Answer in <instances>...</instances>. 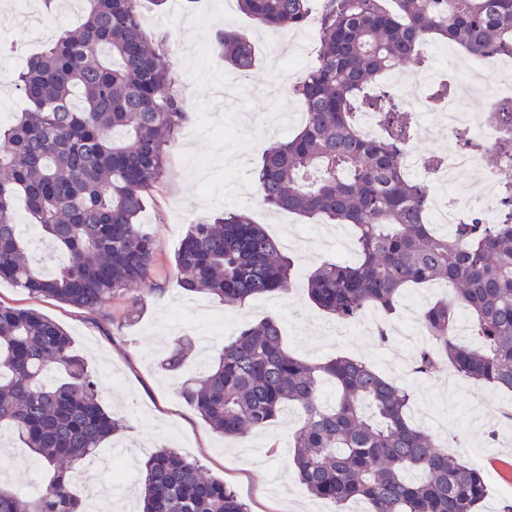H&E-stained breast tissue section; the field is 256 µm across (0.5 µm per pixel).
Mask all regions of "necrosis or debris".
<instances>
[{
    "instance_id": "obj_1",
    "label": "necrosis or debris",
    "mask_w": 512,
    "mask_h": 512,
    "mask_svg": "<svg viewBox=\"0 0 512 512\" xmlns=\"http://www.w3.org/2000/svg\"><path fill=\"white\" fill-rule=\"evenodd\" d=\"M424 62L416 67L415 91L401 96L398 81L389 79L367 88L369 96L410 115L402 153L405 174L429 190L427 213L431 223L448 229L459 224H494L512 204L503 187L512 182V151L500 143L512 131V85L494 83L495 74L512 68V51L488 57H470L456 67L454 77L442 80L447 59L432 45H423ZM485 96L482 109L468 108L472 97ZM443 138L450 147L443 154L418 152V140ZM496 151L498 167L482 168L487 151Z\"/></svg>"
}]
</instances>
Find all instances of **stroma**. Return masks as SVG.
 Instances as JSON below:
<instances>
[{"mask_svg":"<svg viewBox=\"0 0 512 512\" xmlns=\"http://www.w3.org/2000/svg\"><path fill=\"white\" fill-rule=\"evenodd\" d=\"M137 5L146 32L168 40L166 59L179 78L188 114L168 152L162 185L141 216L155 239L154 280L160 289L136 297L129 293L117 296L91 313L30 297L25 290L0 280L1 302L37 309L70 334L75 351L88 361L97 379L103 405L125 423L121 434L79 463L83 486L108 482L116 451L126 452L130 480L139 484L149 449L169 445L197 461L206 473L224 478L250 512H290L294 506L303 512H361L357 502L337 510L333 502L313 497L295 480L290 443L299 421L295 410L289 408L279 415L271 432L229 441L201 420L160 366L178 337L196 336L198 327L210 316L228 317L231 327L221 331L204 354H193L184 367L183 377H200L218 358L225 340L234 336L237 325L274 315L283 325L293 354L322 361L353 352L384 375L406 381L413 421L432 428L428 412L440 411L444 426L436 429L437 438L458 445L460 455L482 469L488 493L481 512H504L505 506L512 505V446L501 444L496 451H487L491 436L507 430L487 405L511 407L512 392L479 388L447 366L415 378L408 374L412 360L402 345L372 339L357 351L349 337L331 333L334 320L309 300L307 277L323 262L342 258L353 262L356 254H342L328 225L268 209L254 198L252 170L263 150L271 141L294 133V125L283 124V115L304 109L300 100L291 97L281 67L300 33L257 27L240 11L236 0H167L160 7L152 0H137ZM79 19V8L69 0H60L50 16L36 8L27 24L19 22L14 5L0 6V41L18 44L10 65L0 68V114L27 107L13 87V77L27 57L45 45L40 34L42 22L52 21L62 31L76 27ZM226 28L249 35L256 53L255 70L240 80L232 111L225 109L219 95L224 63L209 54L217 33ZM227 209L247 210L255 223L275 237L287 231L309 236L308 247L289 251L297 260L294 290L289 296L260 297L228 310L211 295L189 293L177 285L172 257L188 226ZM273 432L280 444L272 454L268 445ZM26 461V453L15 446L0 447V481L14 483L24 496L42 487L40 468H27Z\"/></svg>","mask_w":512,"mask_h":512,"instance_id":"obj_1","label":"stroma"}]
</instances>
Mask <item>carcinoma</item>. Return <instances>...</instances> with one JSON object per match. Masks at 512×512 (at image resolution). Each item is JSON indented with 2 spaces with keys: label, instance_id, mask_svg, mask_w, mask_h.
I'll return each instance as SVG.
<instances>
[{
  "label": "carcinoma",
  "instance_id": "obj_1",
  "mask_svg": "<svg viewBox=\"0 0 512 512\" xmlns=\"http://www.w3.org/2000/svg\"><path fill=\"white\" fill-rule=\"evenodd\" d=\"M81 22L32 55L16 87L29 103L0 124V279L35 298L94 311L132 290H156L153 236L141 222L160 187L184 110L165 60L166 37L142 26L136 0H82ZM264 28L300 30L311 0H238ZM315 64L291 87L305 121L263 151L253 172L261 202L277 211L356 229L359 259L310 273V300L337 322L366 310L393 313L404 288L435 280L467 313L457 335L454 306L427 305L431 344L415 356L424 377L442 363L494 389L512 391V215L460 224L453 236L424 221L425 191L402 173L404 113L361 96L389 69L420 64V47L445 41L473 56L512 50V0H322ZM214 52L239 75L254 66L240 31L218 34ZM363 107L384 112L387 137L369 141L353 124ZM64 255L52 273L35 266L20 239L17 204ZM173 265L181 287L238 308L292 289L295 261L245 211L189 226ZM195 342L178 340L162 361L179 373ZM332 398L323 399L325 390ZM181 397L206 425L241 439L283 408L302 417L292 433L295 477L307 492L370 512H478L482 472L415 425L410 392L365 362H322L290 353L279 320L240 327L217 362ZM120 425L103 407L94 375L55 321L0 303V437L20 441L47 481L29 498L0 485V512H83L80 460ZM143 512H249L235 491L172 448L146 463Z\"/></svg>",
  "mask_w": 512,
  "mask_h": 512
}]
</instances>
